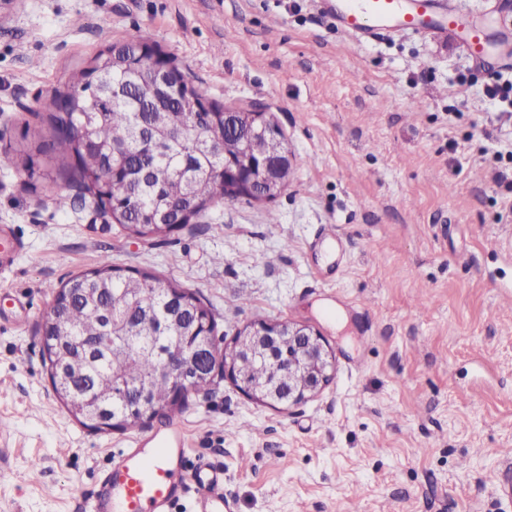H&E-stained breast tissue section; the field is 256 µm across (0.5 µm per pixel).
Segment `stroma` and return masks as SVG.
I'll return each instance as SVG.
<instances>
[{
	"mask_svg": "<svg viewBox=\"0 0 512 512\" xmlns=\"http://www.w3.org/2000/svg\"><path fill=\"white\" fill-rule=\"evenodd\" d=\"M457 8L512 37V0ZM120 37L267 112L302 163L274 200L147 241L93 205L57 210L65 179L0 168V226L23 245L0 296L27 308L0 321V512H88L131 439L75 420L41 357L54 292L104 256L198 292L225 343L258 320L324 337L330 380L299 403L225 379L171 413L187 468L222 465L235 512H512V101L492 94L512 66L438 37L358 42L316 0H0V152Z\"/></svg>",
	"mask_w": 512,
	"mask_h": 512,
	"instance_id": "1",
	"label": "stroma"
}]
</instances>
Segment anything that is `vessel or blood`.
<instances>
[{
  "label": "vessel or blood",
  "mask_w": 512,
  "mask_h": 512,
  "mask_svg": "<svg viewBox=\"0 0 512 512\" xmlns=\"http://www.w3.org/2000/svg\"><path fill=\"white\" fill-rule=\"evenodd\" d=\"M348 35L378 32L441 34L459 40L477 61L489 54L484 24L465 21L444 0H318ZM181 425L137 438L114 456L93 494L92 512H174L193 494L196 512H233L224 494V469L210 463L187 469Z\"/></svg>",
  "instance_id": "obj_1"
}]
</instances>
